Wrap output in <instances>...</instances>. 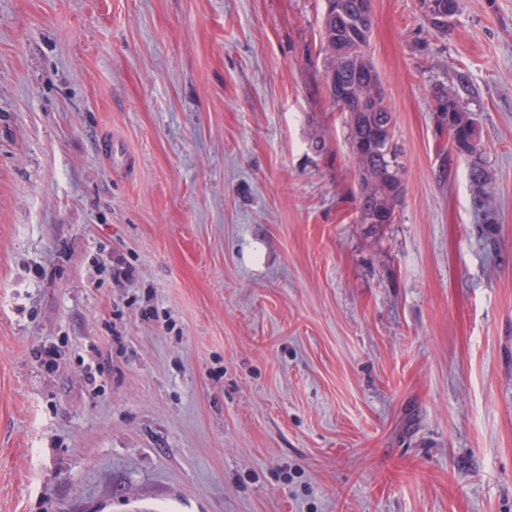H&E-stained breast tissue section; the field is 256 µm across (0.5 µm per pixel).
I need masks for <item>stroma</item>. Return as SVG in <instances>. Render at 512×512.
I'll use <instances>...</instances> for the list:
<instances>
[{"label": "stroma", "instance_id": "obj_1", "mask_svg": "<svg viewBox=\"0 0 512 512\" xmlns=\"http://www.w3.org/2000/svg\"><path fill=\"white\" fill-rule=\"evenodd\" d=\"M372 6L393 224L323 0H0V512H512V0ZM371 0H324L320 26V51L328 61L326 90L333 108L347 115L350 142L354 145L359 170V211L365 224L394 223L402 202L403 185L399 176L398 147L394 142V117L379 81L378 72L367 53L373 26ZM349 20H359L363 30ZM369 84L378 86L370 103L359 109V95L371 93ZM337 86L350 89L342 103L336 100ZM350 113V115H349ZM349 120H352L350 123ZM389 215L392 218L378 217ZM467 83L466 77L460 75L456 87L436 96L437 121L448 129L451 150L470 161L469 180L473 187L475 204L483 212L482 223L494 224L497 223L496 213L487 206L491 181L485 167L479 130L463 104L470 93Z\"/></svg>", "mask_w": 512, "mask_h": 512}]
</instances>
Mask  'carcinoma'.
I'll return each mask as SVG.
<instances>
[{
  "instance_id": "obj_1",
  "label": "carcinoma",
  "mask_w": 512,
  "mask_h": 512,
  "mask_svg": "<svg viewBox=\"0 0 512 512\" xmlns=\"http://www.w3.org/2000/svg\"><path fill=\"white\" fill-rule=\"evenodd\" d=\"M369 0H324L320 26V51L328 61L326 90L331 106L347 113L349 139L366 145L356 157L359 170V211L365 224H380V217L393 215L402 202L398 147L394 142V117L383 90L359 109L356 95L371 93L380 85L378 72L367 53L373 26L372 14L364 9ZM350 90L343 101L336 100L337 88ZM470 93L467 79L436 96L437 121L448 129L451 150L469 159V180L475 204L482 209V223H496V213L487 206L491 181L485 167L479 130L463 104Z\"/></svg>"
}]
</instances>
